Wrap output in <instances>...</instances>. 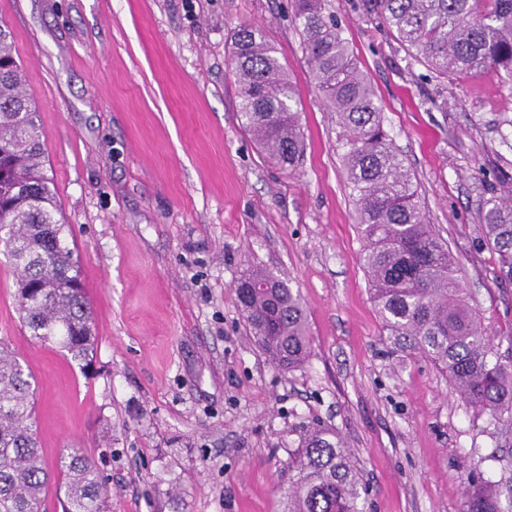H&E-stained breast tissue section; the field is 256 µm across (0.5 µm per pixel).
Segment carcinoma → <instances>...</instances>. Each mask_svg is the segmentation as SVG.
Segmentation results:
<instances>
[{
	"mask_svg": "<svg viewBox=\"0 0 512 512\" xmlns=\"http://www.w3.org/2000/svg\"><path fill=\"white\" fill-rule=\"evenodd\" d=\"M328 0H294L310 76L337 114L343 154L363 241L361 261L383 330L407 356L438 365L465 405L496 423L512 422V336L499 338L459 275L458 260L427 224L410 173L384 129L366 74L341 34ZM370 9L436 78L485 72L512 84V0H369ZM239 119L264 154L293 171L304 156L298 92L262 31L242 24L232 34ZM10 31L0 27V245L16 278L20 319L31 338L90 362L93 319L69 225L44 172L45 143L35 104L23 91ZM479 245L497 255L496 279L512 283V200L491 195L478 212ZM237 293L260 347L282 370L304 366L311 337L300 294L274 272L256 268ZM508 341L500 351L501 341ZM31 372L0 341V512H44L52 472L62 512H108L95 461L74 448L49 466L32 429ZM367 489L351 452L319 423L301 427L288 462L287 512H365ZM467 512H501L500 492L469 473Z\"/></svg>",
	"mask_w": 512,
	"mask_h": 512,
	"instance_id": "1",
	"label": "carcinoma"
}]
</instances>
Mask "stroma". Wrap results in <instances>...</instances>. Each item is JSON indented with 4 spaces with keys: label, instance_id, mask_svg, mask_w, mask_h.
<instances>
[{
    "label": "stroma",
    "instance_id": "stroma-1",
    "mask_svg": "<svg viewBox=\"0 0 512 512\" xmlns=\"http://www.w3.org/2000/svg\"><path fill=\"white\" fill-rule=\"evenodd\" d=\"M368 75L428 224L485 328L512 332V284L478 249L479 200L512 187V87L432 78L368 0H329ZM294 0H0L46 174L94 316L88 370L35 343L0 254V340L36 380L48 463L78 448L111 512H283L301 425L335 429L369 512H466L467 474L501 482L512 430L384 341L335 113L310 85ZM260 27L298 90L302 165H272L238 118L234 30ZM273 270L298 290L311 356L285 372L250 332L236 284Z\"/></svg>",
    "mask_w": 512,
    "mask_h": 512
}]
</instances>
